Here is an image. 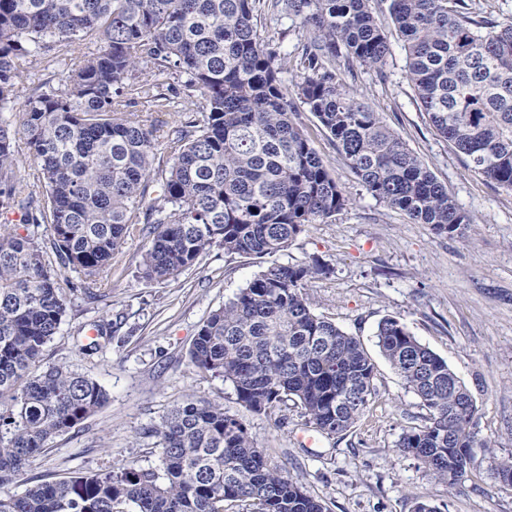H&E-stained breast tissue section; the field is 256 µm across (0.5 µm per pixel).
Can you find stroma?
<instances>
[{
    "label": "stroma",
    "mask_w": 512,
    "mask_h": 512,
    "mask_svg": "<svg viewBox=\"0 0 512 512\" xmlns=\"http://www.w3.org/2000/svg\"><path fill=\"white\" fill-rule=\"evenodd\" d=\"M405 54L394 45L382 70L363 66L352 78L357 93L418 154L472 224L440 234L379 205L363 190L311 113L296 121L336 181L352 199L350 209L312 225L283 251L294 264L318 258L333 272L312 280V310L358 337L376 365L374 395L356 425L330 438L315 434L300 408L256 413L240 404L222 378L197 372L188 349L211 311L222 307L261 270L258 260L215 248L201 255L178 281L140 278L143 243L124 244L112 269V293L99 304L71 298L60 335L45 359L64 362L100 383L105 405L58 436L27 471L55 480L99 474L129 465L156 468L162 450L144 430L184 400L223 403L241 419L254 443L291 480L320 499L327 512H413L424 502L439 512H512V489L494 478V461L512 454V191L467 168L417 104L404 77ZM395 316L471 391L481 442L467 476L456 488L436 479L397 448L400 435L423 425L426 410L406 392L376 347L375 332ZM120 318L112 342L93 356L79 353L78 325Z\"/></svg>",
    "instance_id": "stroma-1"
}]
</instances>
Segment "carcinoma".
I'll return each mask as SVG.
<instances>
[{"instance_id":"1","label":"carcinoma","mask_w":512,"mask_h":512,"mask_svg":"<svg viewBox=\"0 0 512 512\" xmlns=\"http://www.w3.org/2000/svg\"><path fill=\"white\" fill-rule=\"evenodd\" d=\"M268 1L299 20L305 40L289 87L280 77L288 51L258 34ZM386 2L388 24L379 0H0V486L104 405L103 386L44 352L71 296L89 304L110 296L129 240L145 242L141 277L161 283L213 248L260 260L263 269L203 322L190 364L230 383L254 412L293 402L328 437L361 417L375 364L359 338L311 310L306 293L332 269L278 261L309 225L352 205L295 115H314L377 203L439 233L472 223L336 74L341 57L382 68L396 35L432 126L468 168L512 191V23L475 14L471 0ZM89 35L102 45L81 54ZM54 49L70 55V73L13 113L22 77ZM182 77L201 117L149 119L179 111ZM133 105L148 118L129 112ZM18 131L33 159L25 185L12 146ZM15 213L19 224L9 220ZM116 326L104 318L79 326L76 348L100 352ZM88 328L96 336L85 343ZM375 337L428 411L397 447L456 487L479 444L471 391L399 318L380 321ZM150 432L162 471L32 479L22 495L0 499V512H325L222 403L188 399ZM495 471L512 487V455Z\"/></svg>"}]
</instances>
